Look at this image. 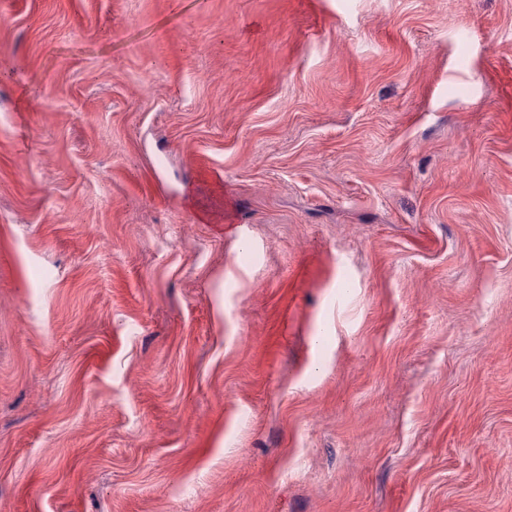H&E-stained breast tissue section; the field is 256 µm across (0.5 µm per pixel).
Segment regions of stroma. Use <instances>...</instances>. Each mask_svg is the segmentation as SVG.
I'll return each mask as SVG.
<instances>
[{"label":"stroma","mask_w":512,"mask_h":512,"mask_svg":"<svg viewBox=\"0 0 512 512\" xmlns=\"http://www.w3.org/2000/svg\"><path fill=\"white\" fill-rule=\"evenodd\" d=\"M0 512H512V0H0Z\"/></svg>","instance_id":"35a3bbf8"}]
</instances>
